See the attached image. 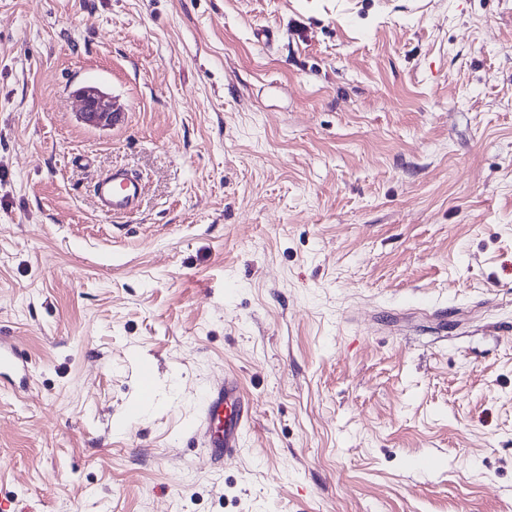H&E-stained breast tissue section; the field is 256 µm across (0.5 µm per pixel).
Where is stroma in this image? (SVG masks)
Returning <instances> with one entry per match:
<instances>
[{"mask_svg":"<svg viewBox=\"0 0 512 512\" xmlns=\"http://www.w3.org/2000/svg\"><path fill=\"white\" fill-rule=\"evenodd\" d=\"M1 335L19 512H512V0H0ZM81 97L84 102L82 119L85 123L95 127L112 126L116 109L110 97L90 87L85 88ZM141 193L140 180L120 169L99 177L94 185L96 202L106 215L131 213ZM29 357L8 336H0V382L9 376L25 375L29 367ZM252 411L251 401L235 378L224 376L208 388L194 436L204 439L211 460L219 462L239 452Z\"/></svg>","mask_w":512,"mask_h":512,"instance_id":"obj_1","label":"stroma"}]
</instances>
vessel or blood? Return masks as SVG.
Listing matches in <instances>:
<instances>
[{"label": "vessel or blood", "instance_id": "vessel-or-blood-1", "mask_svg": "<svg viewBox=\"0 0 512 512\" xmlns=\"http://www.w3.org/2000/svg\"><path fill=\"white\" fill-rule=\"evenodd\" d=\"M142 192L140 180L124 170L99 177L94 196L100 210L108 215L131 213ZM29 357L7 336H0V380L25 375ZM253 407L235 378L211 385L196 422L195 437L203 438L213 461L233 457L242 448Z\"/></svg>", "mask_w": 512, "mask_h": 512}]
</instances>
